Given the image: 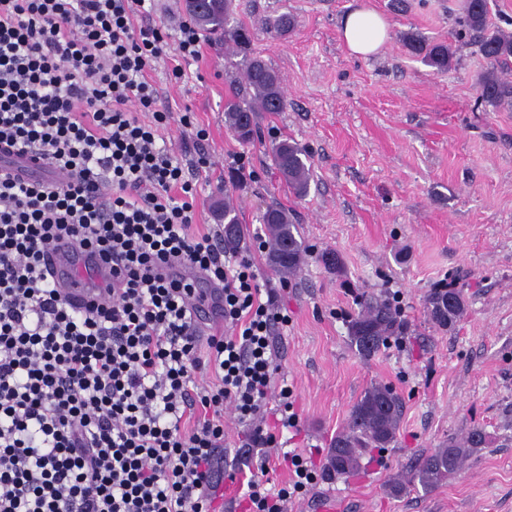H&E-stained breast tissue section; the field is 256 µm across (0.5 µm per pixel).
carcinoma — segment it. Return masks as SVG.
Wrapping results in <instances>:
<instances>
[{"label": "carcinoma", "instance_id": "1", "mask_svg": "<svg viewBox=\"0 0 512 512\" xmlns=\"http://www.w3.org/2000/svg\"><path fill=\"white\" fill-rule=\"evenodd\" d=\"M232 8V0H201L189 15L204 36L232 45L241 55L236 67L244 71V82L224 104V125L240 141L248 142L255 131L256 113L282 112L287 101L277 71L263 59L247 53L249 34L243 26L230 24ZM489 14L490 0H463L460 30L455 36L465 32L478 34L479 52L488 64L479 79L480 97L494 107L512 108V82L499 76V70L512 66V33L490 28ZM405 46L411 55L440 71L449 70L454 64L455 55L449 44L412 34ZM272 158L295 193L302 195L308 191L311 170L303 149L282 141L272 147ZM263 222L271 240V266L283 275L298 273L305 246L288 220V213L270 207L263 214ZM426 305L435 324L450 328L463 315L466 302L459 291L435 288L427 296ZM404 330L406 324L390 302L364 297L360 310L350 321V346L358 355L369 357ZM402 410V401L391 388L377 384L369 387L352 410L349 431L336 435L331 442L327 476L347 477L358 469L364 449L389 447L395 440ZM485 442L480 430L470 432L462 442H448V446L421 459L409 483L425 490L437 487L461 468L473 449Z\"/></svg>", "mask_w": 512, "mask_h": 512}]
</instances>
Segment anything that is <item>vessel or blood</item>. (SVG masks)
Here are the masks:
<instances>
[{"mask_svg": "<svg viewBox=\"0 0 512 512\" xmlns=\"http://www.w3.org/2000/svg\"><path fill=\"white\" fill-rule=\"evenodd\" d=\"M0 156L10 161L12 175L22 176L41 170L44 158L36 152L18 153L16 148L0 149ZM41 263L62 296L74 307L84 310L103 303L109 297L112 265L102 260H89L76 252L67 239L55 241L44 254Z\"/></svg>", "mask_w": 512, "mask_h": 512, "instance_id": "1", "label": "vessel or blood"}]
</instances>
